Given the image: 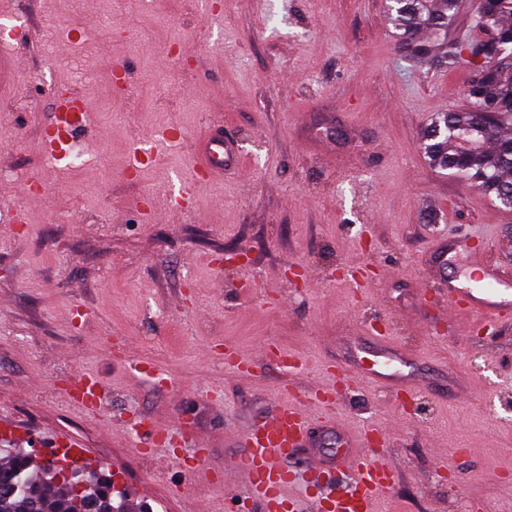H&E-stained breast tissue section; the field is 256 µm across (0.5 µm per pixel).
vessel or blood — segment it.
I'll list each match as a JSON object with an SVG mask.
<instances>
[{
    "label": "vessel or blood",
    "mask_w": 512,
    "mask_h": 512,
    "mask_svg": "<svg viewBox=\"0 0 512 512\" xmlns=\"http://www.w3.org/2000/svg\"><path fill=\"white\" fill-rule=\"evenodd\" d=\"M59 103L60 115L41 138L43 150L54 157L64 154L86 110L82 99L69 94L60 95ZM240 161L234 136L225 132L223 125L213 124L195 143L194 177L199 182L214 179ZM435 261L449 314L464 313L493 323L502 314L512 313L511 268L474 266L470 271L473 284L468 287L449 277L447 251H437ZM361 351L372 356V367L365 372L346 367L345 377H364L386 387L403 377L405 359L382 338L368 337ZM68 397L74 407L85 413H98L104 407L102 386L90 375H73ZM312 426L306 405L297 394L238 434L241 451L234 455L231 464L245 476L261 512H304L301 500L288 493L289 486L301 480L311 482L318 491L313 499L316 512H371L376 495L393 483L392 468L367 452L368 436H361L355 444L342 437L340 425L333 417L322 422L323 448L311 447ZM300 456L305 458L306 465L297 471L290 462ZM331 468L347 470V481L333 486L325 483L323 477Z\"/></svg>",
    "instance_id": "obj_1"
}]
</instances>
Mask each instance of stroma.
I'll list each match as a JSON object with an SVG mask.
<instances>
[{
	"instance_id": "35a3bbf8",
	"label": "stroma",
	"mask_w": 512,
	"mask_h": 512,
	"mask_svg": "<svg viewBox=\"0 0 512 512\" xmlns=\"http://www.w3.org/2000/svg\"><path fill=\"white\" fill-rule=\"evenodd\" d=\"M206 1L0 0L21 76L0 100V180L14 188L0 195V431L43 462L54 435L76 440L62 463L112 473L150 512H236L234 436L285 395L261 345L300 358L299 388H317L373 332L427 385L336 388L345 433L383 430L397 468L373 512H512V321L489 335L448 319L428 264L433 242L477 236L482 252L450 273L512 266V211L420 148L436 113L466 106L471 73L401 61L385 0H210L216 18ZM60 88L89 106L79 167L38 146ZM212 121L242 161L172 207ZM167 127L177 141L128 176L137 138ZM228 347L255 372L227 366ZM130 356L172 385L134 374ZM81 373L109 392L105 418L66 400ZM155 417L208 439V455L138 454L127 422Z\"/></svg>"
}]
</instances>
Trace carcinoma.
<instances>
[{
    "mask_svg": "<svg viewBox=\"0 0 512 512\" xmlns=\"http://www.w3.org/2000/svg\"><path fill=\"white\" fill-rule=\"evenodd\" d=\"M404 60L418 67L465 66L466 108L441 112L423 130L429 164L512 210V0H478L480 37L448 41L460 0H387ZM90 512H111L112 475L91 473ZM0 512H78L70 488L50 479L22 449L0 452Z\"/></svg>",
    "mask_w": 512,
    "mask_h": 512,
    "instance_id": "cac0c4a2",
    "label": "carcinoma"
}]
</instances>
